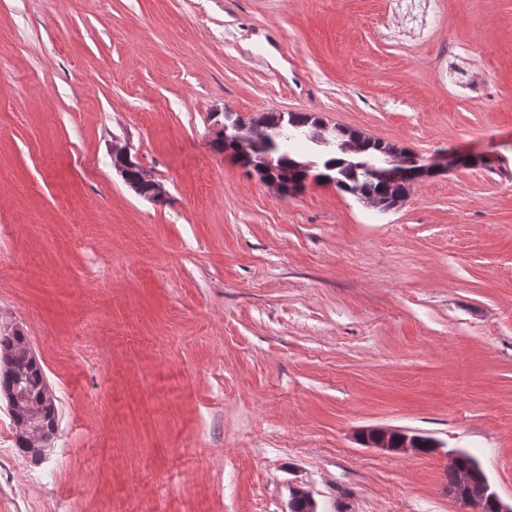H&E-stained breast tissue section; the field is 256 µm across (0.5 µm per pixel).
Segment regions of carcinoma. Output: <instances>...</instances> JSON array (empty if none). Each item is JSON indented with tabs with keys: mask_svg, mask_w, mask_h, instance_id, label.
<instances>
[{
	"mask_svg": "<svg viewBox=\"0 0 512 512\" xmlns=\"http://www.w3.org/2000/svg\"><path fill=\"white\" fill-rule=\"evenodd\" d=\"M230 119L246 128L253 138L265 142L266 150L244 154L236 143L224 140L215 141V148L231 152L243 167L274 184L285 196L304 188L310 176L331 183L380 211L396 208L410 192L409 182L389 185L371 176L372 169L388 167L407 155L405 149L394 144L350 127L330 126L315 112H264L257 118L232 115ZM299 136L332 145L334 150L319 163L301 161L293 149V141ZM0 393L16 427L20 454L35 461L42 459V455L30 452L31 434L37 431L44 440H52L58 430V407L28 338L19 330L0 333ZM455 456L456 464L447 469L448 491L456 487L460 470L468 471L477 486L489 482L472 455L457 451Z\"/></svg>",
	"mask_w": 512,
	"mask_h": 512,
	"instance_id": "1",
	"label": "carcinoma"
}]
</instances>
